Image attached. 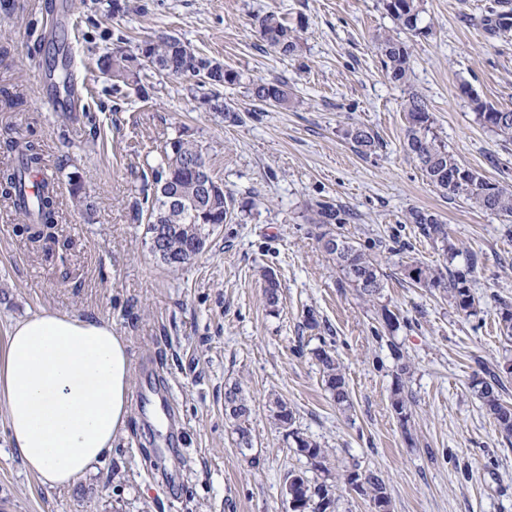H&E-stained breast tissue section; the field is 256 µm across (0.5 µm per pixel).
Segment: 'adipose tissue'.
<instances>
[{
    "label": "adipose tissue",
    "instance_id": "adipose-tissue-1",
    "mask_svg": "<svg viewBox=\"0 0 512 512\" xmlns=\"http://www.w3.org/2000/svg\"><path fill=\"white\" fill-rule=\"evenodd\" d=\"M133 367L110 322L42 310L0 342V408L12 448L42 487L74 483L127 430Z\"/></svg>",
    "mask_w": 512,
    "mask_h": 512
}]
</instances>
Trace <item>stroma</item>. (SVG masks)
Instances as JSON below:
<instances>
[{
	"mask_svg": "<svg viewBox=\"0 0 512 512\" xmlns=\"http://www.w3.org/2000/svg\"><path fill=\"white\" fill-rule=\"evenodd\" d=\"M429 37L404 34L411 88L384 75L372 38L396 24L381 0H0V169L13 141H31L57 189L56 224L36 233L0 199V339L43 309L111 321L129 342L134 371L127 435L71 487L47 489L25 471L0 413V512H290L288 471L334 484L336 512H375L351 490V471L385 479L391 512H512V439H505L471 385L501 374L512 403V340L498 308L512 303V219L443 197L404 148L408 90L426 98L435 130L459 159L512 189V143L480 126L459 87L512 108V30L482 20L512 13V0H425ZM302 25V50L284 56L260 36L258 16ZM238 71L221 87L238 122L210 110L211 86L195 77L138 69L114 91L103 55L136 53L159 33ZM69 93L53 88L60 68ZM286 81L295 102L256 111L250 81ZM361 123L382 147L365 157L343 137ZM202 146L213 176L238 205L192 263L171 269L148 244L141 216L166 141ZM82 185L73 202L70 176ZM342 205L348 223H313L316 203ZM436 212L482 268L476 312L457 313L440 288L414 284L415 261L445 268L441 250L405 221ZM342 233L377 261L386 287L369 302L339 285L322 252ZM281 283L270 310L263 269ZM388 307L399 326L378 320ZM314 314L318 329L305 326ZM334 351L353 401L339 409L313 349ZM402 359H395V352ZM411 417L394 412L401 362ZM240 385L252 446L239 447L224 391ZM280 397L296 425L325 448L328 473L310 469L268 411Z\"/></svg>",
	"mask_w": 512,
	"mask_h": 512,
	"instance_id": "obj_1",
	"label": "stroma"
}]
</instances>
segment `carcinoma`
I'll list each match as a JSON object with an SVG mask.
<instances>
[{
  "label": "carcinoma",
  "mask_w": 512,
  "mask_h": 512,
  "mask_svg": "<svg viewBox=\"0 0 512 512\" xmlns=\"http://www.w3.org/2000/svg\"><path fill=\"white\" fill-rule=\"evenodd\" d=\"M383 9L396 22L397 27L414 36L426 37L431 27L422 25L425 13L424 0H381ZM260 32L268 45L285 56H294L301 51L300 31L291 27L282 18L267 14L259 18ZM377 54L387 77L394 83L408 86L412 75V52L410 46L398 35L389 32L378 33L375 38ZM150 55L156 59L167 76L189 75L188 54L191 49L180 38L172 35L160 36L148 41ZM193 54V53H191ZM197 60L196 68L208 70L213 80L211 86L240 83L241 75L227 70L223 65L206 57L193 54ZM102 72L111 76L115 87L128 84L134 71L130 68L127 55L106 54L102 57ZM460 92L466 95L474 105L476 122L503 138L512 140V108L498 107L482 101L465 84ZM249 93L253 101L261 105L286 106L290 102L286 84L280 80L257 81L251 83ZM206 103L215 112L224 113V118L237 119V109L219 96L208 97ZM406 113V131L404 147L408 156L421 171L426 181L449 200H462L473 208L497 212L512 217V190L503 186L495 191L484 190L490 181L477 171L463 164L453 151L434 131V119L429 112L426 99L411 91L404 102ZM344 138L362 156H371L380 149L381 142L377 134L364 124H351L343 131ZM18 151L15 166L0 170V196L9 200L14 209L29 224L49 225L57 223V191L54 182L45 180L37 193L28 198L23 192L24 178L27 173L36 170L41 164L39 149L28 143ZM162 163L154 172L155 192L147 207V233L160 232L162 253L155 257L170 268H178L181 258L194 244L208 239L217 224L224 223L230 213L234 198L219 193L212 199H203L199 203L205 218L195 217L193 210L183 209L169 212L165 198L172 192L191 194L195 174L191 165L203 157L202 147L197 141L178 136L165 144L162 150ZM316 224H344L346 211L335 204L319 202L313 210ZM405 222L415 225L418 233L434 245L441 247L448 256V264H453L459 250L448 236V227L433 212L413 207L405 214ZM336 262L340 273V282L355 289L358 295L368 300L379 299L386 288L383 274L378 264L360 245L344 236H336V249L327 252ZM479 257L475 253L467 256L464 267L448 269V274L429 265L416 263L409 269L408 276L424 288H443L448 300L457 312L470 317L475 314V296L471 282L478 270ZM264 292L267 303L274 307L279 302L280 283L271 270L263 273ZM500 331L512 338V304L501 303L498 312ZM313 356L322 373V381L336 406L342 409L351 407V397L343 368L335 353L324 347L313 351ZM473 389L482 405L493 416L500 431L512 436V405L501 398L502 383L494 372L475 381ZM227 404L233 407L236 432L240 444L250 446L249 430L246 426L251 409L239 385L229 388L226 393ZM409 399L403 394V385L397 384L392 392V407L397 415L408 422L411 417L408 408ZM269 412L275 424L284 429L292 439L297 451L307 458L312 468L322 473L329 472L326 466V450L309 439L295 427L296 417L288 403L279 397L269 401ZM364 480V495L370 498L375 512H389L390 497L382 477L369 470L364 475L353 472L348 475L350 484ZM288 499L295 504L293 512H333L335 505V485L325 481L313 483L304 472L291 470L286 477Z\"/></svg>",
  "instance_id": "cac0c4a2"
}]
</instances>
